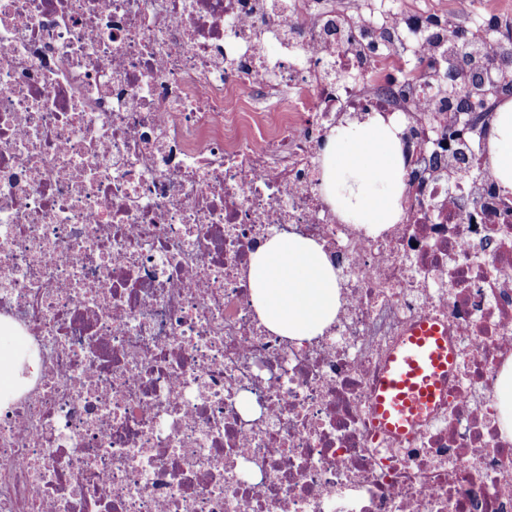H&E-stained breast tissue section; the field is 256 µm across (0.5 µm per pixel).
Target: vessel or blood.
<instances>
[{"instance_id": "b4317fda", "label": "vessel or blood", "mask_w": 512, "mask_h": 512, "mask_svg": "<svg viewBox=\"0 0 512 512\" xmlns=\"http://www.w3.org/2000/svg\"><path fill=\"white\" fill-rule=\"evenodd\" d=\"M451 364L447 330L429 324L414 327L375 387L373 402L380 428L406 433L415 418L443 398Z\"/></svg>"}]
</instances>
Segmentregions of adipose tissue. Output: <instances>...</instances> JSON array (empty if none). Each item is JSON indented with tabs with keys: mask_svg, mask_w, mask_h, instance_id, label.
I'll use <instances>...</instances> for the list:
<instances>
[{
	"mask_svg": "<svg viewBox=\"0 0 512 512\" xmlns=\"http://www.w3.org/2000/svg\"><path fill=\"white\" fill-rule=\"evenodd\" d=\"M399 128L379 115L334 129L320 179L330 204L350 224L376 234L398 221L404 189ZM486 167L512 192V99L497 106L487 134ZM261 324L295 341L321 335L341 302L339 279L322 246L297 234L269 237L248 268Z\"/></svg>",
	"mask_w": 512,
	"mask_h": 512,
	"instance_id": "ef3b65f1",
	"label": "adipose tissue"
}]
</instances>
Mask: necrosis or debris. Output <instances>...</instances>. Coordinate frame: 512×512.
<instances>
[{"instance_id":"1","label":"necrosis or debris","mask_w":512,"mask_h":512,"mask_svg":"<svg viewBox=\"0 0 512 512\" xmlns=\"http://www.w3.org/2000/svg\"><path fill=\"white\" fill-rule=\"evenodd\" d=\"M404 0H0V335L40 371L0 405V512H512L495 384L512 363V194L448 113L458 31ZM395 119L400 218L344 223L327 133ZM318 241L341 304L298 343L246 269ZM421 321L448 391L408 434L373 392Z\"/></svg>"}]
</instances>
